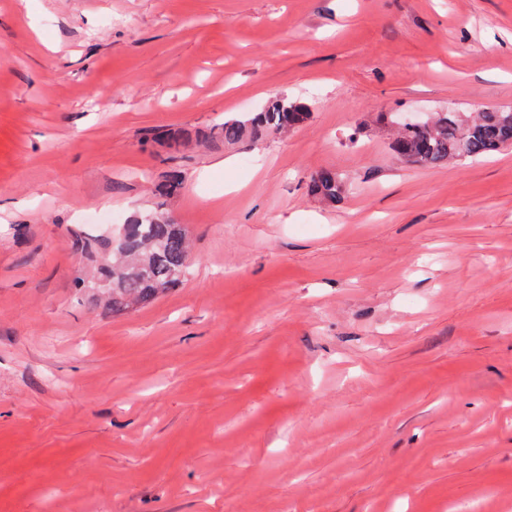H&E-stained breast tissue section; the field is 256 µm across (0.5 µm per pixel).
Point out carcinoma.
<instances>
[{
  "mask_svg": "<svg viewBox=\"0 0 512 512\" xmlns=\"http://www.w3.org/2000/svg\"><path fill=\"white\" fill-rule=\"evenodd\" d=\"M311 117L310 106L281 98L247 121L224 122L226 142H238L245 136L260 137L281 133L304 124ZM512 145V111L480 112L465 120L459 112H434L421 122L397 128L392 151L407 163L437 166L450 160L487 157ZM182 189V180L174 172L161 183L157 192L171 197ZM308 192L328 203L340 200L346 192L344 178L324 169L313 176ZM122 260L109 264L101 256L102 271L112 288V312L123 313L149 303L179 285L187 270L188 244L181 225L156 217L136 216L123 227L122 236L112 243Z\"/></svg>",
  "mask_w": 512,
  "mask_h": 512,
  "instance_id": "carcinoma-1",
  "label": "carcinoma"
}]
</instances>
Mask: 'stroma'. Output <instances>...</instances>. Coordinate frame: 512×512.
Instances as JSON below:
<instances>
[{"label": "stroma", "instance_id": "stroma-1", "mask_svg": "<svg viewBox=\"0 0 512 512\" xmlns=\"http://www.w3.org/2000/svg\"><path fill=\"white\" fill-rule=\"evenodd\" d=\"M510 108L512 0H0V512H512V146L385 121ZM140 212L190 268L115 315ZM310 117L308 104L281 98L245 122L225 121L222 134L224 142H238L247 134L257 138L265 134L281 133L304 124ZM512 145V111L432 112L420 123L397 127L392 151L407 163L437 166L450 160L478 159ZM308 192L328 203H336L346 192V182L336 171L324 169L310 179Z\"/></svg>", "mask_w": 512, "mask_h": 512}]
</instances>
